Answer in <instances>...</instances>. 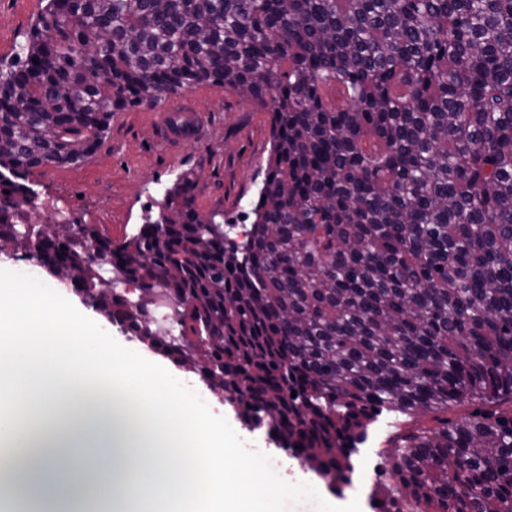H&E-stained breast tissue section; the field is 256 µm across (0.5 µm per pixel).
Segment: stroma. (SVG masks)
Masks as SVG:
<instances>
[{
	"label": "stroma",
	"instance_id": "1",
	"mask_svg": "<svg viewBox=\"0 0 512 512\" xmlns=\"http://www.w3.org/2000/svg\"><path fill=\"white\" fill-rule=\"evenodd\" d=\"M45 6V0H0V69L9 65ZM198 112L206 134L169 148L160 139L157 112ZM272 149L268 113L249 99L205 82L148 105L115 113L96 151L79 162L45 166L32 178L42 196L62 204L81 222L98 225L120 240L142 224L164 190L184 172L194 173L197 207L202 215L219 211L225 222L245 224L243 204L261 185ZM216 429H231L242 449L255 448L260 460L287 459L285 450L266 429L248 423L240 407L221 401L210 408ZM287 482L293 491L291 512H312L307 487H318L322 512H372L368 490L350 487L334 494L313 470L287 459Z\"/></svg>",
	"mask_w": 512,
	"mask_h": 512
}]
</instances>
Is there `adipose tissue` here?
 <instances>
[{"label": "adipose tissue", "mask_w": 512, "mask_h": 512, "mask_svg": "<svg viewBox=\"0 0 512 512\" xmlns=\"http://www.w3.org/2000/svg\"><path fill=\"white\" fill-rule=\"evenodd\" d=\"M202 397L95 334L60 280L0 283V424L36 439L44 512H113L115 453L137 446V512H246L239 488L278 481L213 430Z\"/></svg>", "instance_id": "ef3b65f1"}]
</instances>
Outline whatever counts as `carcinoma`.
I'll use <instances>...</instances> for the list:
<instances>
[{
    "label": "carcinoma",
    "mask_w": 512,
    "mask_h": 512,
    "mask_svg": "<svg viewBox=\"0 0 512 512\" xmlns=\"http://www.w3.org/2000/svg\"><path fill=\"white\" fill-rule=\"evenodd\" d=\"M21 49L0 70V242L250 401L339 493L383 411L430 416L376 452L373 512H512V0H47ZM209 81L270 117L243 240L186 173L118 241L30 180ZM159 293L176 336L141 320Z\"/></svg>",
    "instance_id": "1"
}]
</instances>
